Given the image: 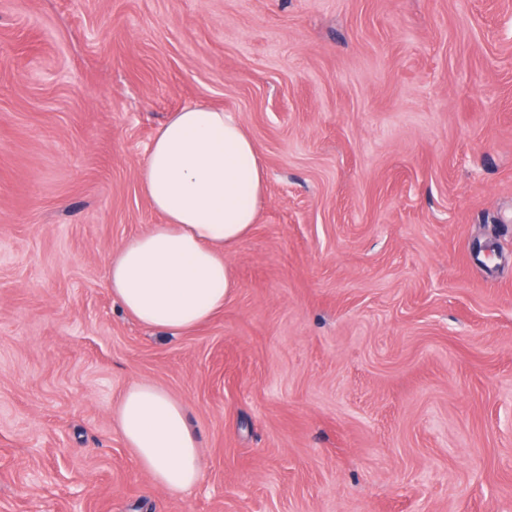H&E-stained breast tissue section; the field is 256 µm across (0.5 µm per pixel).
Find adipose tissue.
<instances>
[{"mask_svg": "<svg viewBox=\"0 0 512 512\" xmlns=\"http://www.w3.org/2000/svg\"><path fill=\"white\" fill-rule=\"evenodd\" d=\"M163 221L112 253L107 286L138 323L178 336L221 311L236 286L228 253L251 233L267 174L256 145L230 113L198 103L171 113L139 168ZM115 424L141 469L171 493L202 476L181 402L149 381L131 384Z\"/></svg>", "mask_w": 512, "mask_h": 512, "instance_id": "1", "label": "adipose tissue"}]
</instances>
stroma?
<instances>
[{"mask_svg":"<svg viewBox=\"0 0 512 512\" xmlns=\"http://www.w3.org/2000/svg\"><path fill=\"white\" fill-rule=\"evenodd\" d=\"M196 103L268 180L175 338L107 270ZM141 380L184 493L115 426ZM0 512H512V0H0ZM115 424L137 464L171 493L193 487L202 476L196 438L181 402L149 381L131 384L114 413Z\"/></svg>","mask_w":512,"mask_h":512,"instance_id":"obj_1","label":"stroma"}]
</instances>
